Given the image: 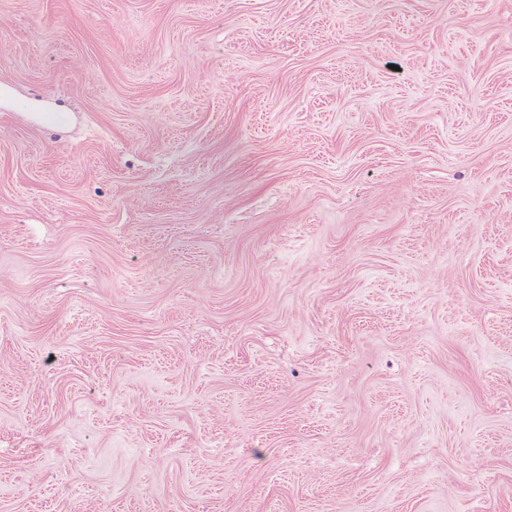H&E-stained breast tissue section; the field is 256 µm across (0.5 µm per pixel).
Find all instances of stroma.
Wrapping results in <instances>:
<instances>
[{"instance_id":"1","label":"stroma","mask_w":512,"mask_h":512,"mask_svg":"<svg viewBox=\"0 0 512 512\" xmlns=\"http://www.w3.org/2000/svg\"><path fill=\"white\" fill-rule=\"evenodd\" d=\"M0 512H512V0H0Z\"/></svg>"}]
</instances>
